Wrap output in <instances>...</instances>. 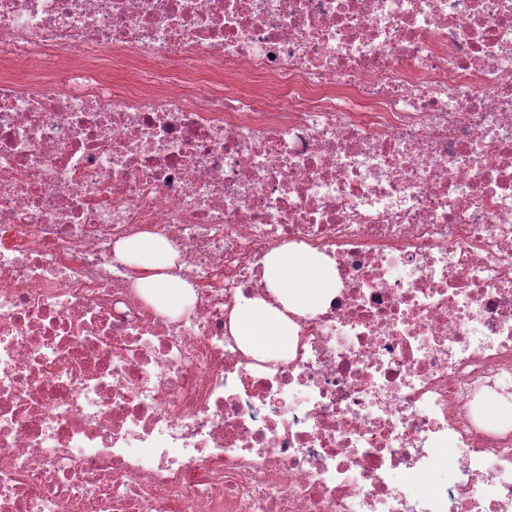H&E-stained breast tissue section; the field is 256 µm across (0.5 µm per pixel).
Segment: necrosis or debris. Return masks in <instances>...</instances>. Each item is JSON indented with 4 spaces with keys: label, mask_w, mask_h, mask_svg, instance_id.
Segmentation results:
<instances>
[{
    "label": "necrosis or debris",
    "mask_w": 512,
    "mask_h": 512,
    "mask_svg": "<svg viewBox=\"0 0 512 512\" xmlns=\"http://www.w3.org/2000/svg\"><path fill=\"white\" fill-rule=\"evenodd\" d=\"M285 247L336 286L267 359ZM495 410L512 0H0V512H512ZM115 253L124 264L142 271L137 285L153 306L174 316L189 304L193 286L169 272L178 255L167 241L141 234L119 242ZM231 329L243 346L270 358L288 350V317L262 300L239 304L231 314Z\"/></svg>",
    "instance_id": "necrosis-or-debris-1"
}]
</instances>
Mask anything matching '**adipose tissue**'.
I'll list each match as a JSON object with an SVG mask.
<instances>
[{"mask_svg": "<svg viewBox=\"0 0 512 512\" xmlns=\"http://www.w3.org/2000/svg\"><path fill=\"white\" fill-rule=\"evenodd\" d=\"M115 253L124 264L141 271L137 285L153 306L174 316L189 304L192 285L174 275L177 254L167 241L141 234L119 242ZM265 281L276 305L261 300L238 305L231 314V329L245 348L278 358L288 349L287 311L317 305L334 280L313 256L282 249L268 255Z\"/></svg>", "mask_w": 512, "mask_h": 512, "instance_id": "adipose-tissue-1", "label": "adipose tissue"}]
</instances>
